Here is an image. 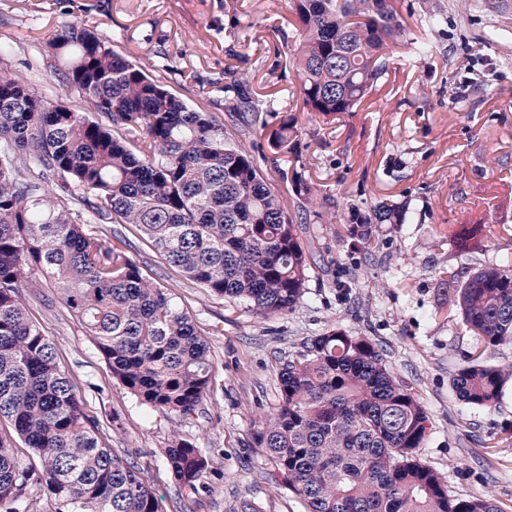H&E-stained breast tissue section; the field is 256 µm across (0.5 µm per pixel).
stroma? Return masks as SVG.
<instances>
[{
  "mask_svg": "<svg viewBox=\"0 0 512 512\" xmlns=\"http://www.w3.org/2000/svg\"><path fill=\"white\" fill-rule=\"evenodd\" d=\"M426 1L446 17L435 33L436 55L399 48L387 83L331 125L302 115L289 65V0H0V46L8 49L0 68L50 101L86 107L63 91L47 46L82 24L106 33L115 51L153 66L174 94L224 121L227 135L235 129L218 86L226 77L244 79L256 94H276L298 118L296 154L314 196L299 232L311 253L309 281L294 311L263 318L211 295L165 265L134 226L118 227L122 249L170 289L210 345L214 376L191 420L140 404L58 300L23 291L100 440L163 495V512H243L245 502L251 512H306L276 482L275 464L254 434L277 404L282 365L330 327L376 344L416 394L432 423L419 457L449 493L512 512V380L490 408L463 403L451 388L478 349L486 364L512 369V343L480 349L448 309L473 272L512 262V0H397L407 25ZM381 202L405 214V223L375 221ZM359 216L370 247L357 252L348 229ZM462 224L491 225L495 235L465 253L453 237ZM176 434L207 454L206 493L177 492L166 462Z\"/></svg>",
  "mask_w": 512,
  "mask_h": 512,
  "instance_id": "obj_1",
  "label": "stroma"
}]
</instances>
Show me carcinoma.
<instances>
[{
    "instance_id": "1",
    "label": "carcinoma",
    "mask_w": 512,
    "mask_h": 512,
    "mask_svg": "<svg viewBox=\"0 0 512 512\" xmlns=\"http://www.w3.org/2000/svg\"><path fill=\"white\" fill-rule=\"evenodd\" d=\"M298 45L292 68L303 109L334 120L354 112L388 77L407 28L392 0H290ZM442 14L428 8L414 41L435 54ZM66 59L63 85L92 119L38 95L0 69V419L41 468L0 437V512H30L46 491L55 512H161L134 464L99 442L55 344L29 317L21 288L41 277L90 336L112 375L140 404L188 420L214 373L207 340L169 289L89 224H131L171 267L214 296L262 317L286 315L305 294L310 262L282 196L252 149L224 135L213 113L189 106L149 67L112 50L109 37L73 26L50 42ZM224 111L239 134L260 133L276 163L294 154L297 121L271 94L235 79ZM276 123H270L271 119ZM296 209L312 188L298 169ZM486 225L455 232L460 250ZM454 307L484 345L512 342V270L479 269ZM512 370L475 355L452 380L457 397L490 408ZM279 400L255 433L307 512H500L459 499L417 458L432 425L421 402L369 340L330 328L277 377ZM167 463L185 492L207 489L208 459L176 437ZM0 437L10 438L15 443V452L17 456L26 464L40 467L39 458L30 448H25L18 439L13 427L7 421H0Z\"/></svg>"
}]
</instances>
